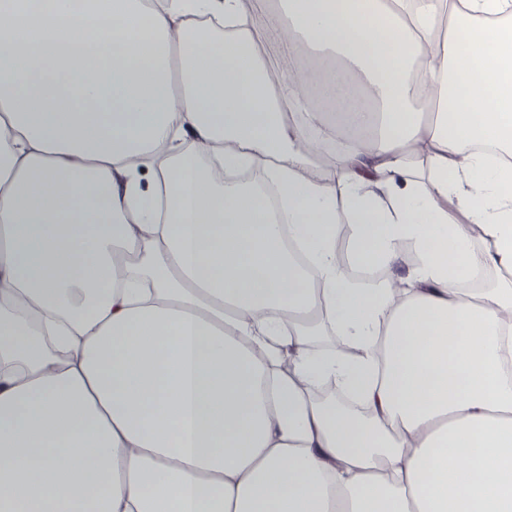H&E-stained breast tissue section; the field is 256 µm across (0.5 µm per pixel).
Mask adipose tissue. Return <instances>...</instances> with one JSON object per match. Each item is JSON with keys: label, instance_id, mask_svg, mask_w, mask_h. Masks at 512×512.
I'll return each mask as SVG.
<instances>
[{"label": "adipose tissue", "instance_id": "ef3b65f1", "mask_svg": "<svg viewBox=\"0 0 512 512\" xmlns=\"http://www.w3.org/2000/svg\"><path fill=\"white\" fill-rule=\"evenodd\" d=\"M509 355L512 0H0V512H512Z\"/></svg>", "mask_w": 512, "mask_h": 512}]
</instances>
